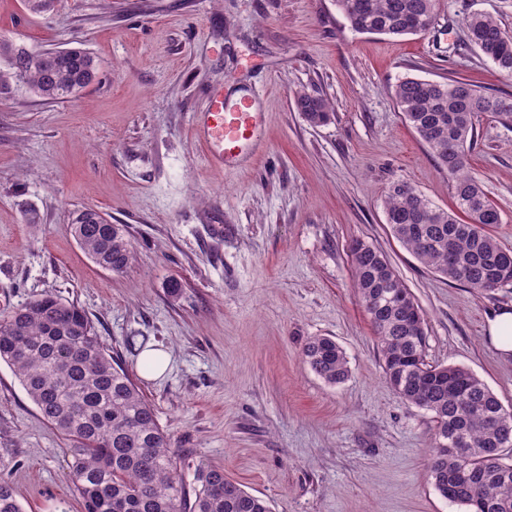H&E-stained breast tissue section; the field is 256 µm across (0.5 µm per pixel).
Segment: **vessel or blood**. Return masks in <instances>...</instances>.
Masks as SVG:
<instances>
[{
  "instance_id": "b4317fda",
  "label": "vessel or blood",
  "mask_w": 512,
  "mask_h": 512,
  "mask_svg": "<svg viewBox=\"0 0 512 512\" xmlns=\"http://www.w3.org/2000/svg\"><path fill=\"white\" fill-rule=\"evenodd\" d=\"M255 104L250 93L232 104L218 96L210 110L198 116L193 131L211 165L228 167L259 153L262 121Z\"/></svg>"
}]
</instances>
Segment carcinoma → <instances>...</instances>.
I'll list each match as a JSON object with an SVG mask.
<instances>
[{"label": "carcinoma", "mask_w": 512, "mask_h": 512, "mask_svg": "<svg viewBox=\"0 0 512 512\" xmlns=\"http://www.w3.org/2000/svg\"><path fill=\"white\" fill-rule=\"evenodd\" d=\"M357 33L418 35L432 24L438 0H336ZM468 43L512 76V35L488 13L465 20ZM98 66L82 48L37 51L0 37V89L15 85L44 100L64 102L90 85ZM405 122L451 180L456 210L437 206L413 183H393L384 198L395 238L435 273L479 292L512 287V248L487 228L503 223L481 181L469 171L467 149L477 123L491 114L512 125V98L485 94L468 81L406 77L394 89ZM311 126L331 120L329 102L297 96ZM81 249L113 273L131 264L126 225L106 224L92 209L76 214ZM359 298L376 331L386 383L432 414L428 469L435 489L468 512H512V412L471 370L426 361L425 316L387 256L357 239L350 248ZM311 371L329 386L350 368L330 336L302 348ZM0 361L10 364L42 418L77 442L71 479L83 512H272L270 504L224 475L198 465L195 500L187 505L177 455L153 407L104 346L85 311L44 295L0 317ZM0 512H24L0 479Z\"/></svg>", "instance_id": "carcinoma-1"}]
</instances>
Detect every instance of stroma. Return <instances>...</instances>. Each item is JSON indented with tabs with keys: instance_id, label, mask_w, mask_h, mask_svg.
<instances>
[{
	"instance_id": "obj_1",
	"label": "stroma",
	"mask_w": 512,
	"mask_h": 512,
	"mask_svg": "<svg viewBox=\"0 0 512 512\" xmlns=\"http://www.w3.org/2000/svg\"><path fill=\"white\" fill-rule=\"evenodd\" d=\"M475 12L512 31V0H439L425 33L400 38L352 31L335 0H54L45 14L0 0V35L86 49L100 69L65 102L0 94V313L45 294L81 307L152 405L186 484L203 462L272 512H465L429 475L430 414L384 381L350 246L374 244L411 290L428 362L472 370L512 406V360L485 338L512 288L448 282L397 241L383 209L401 179L455 206L397 107L401 79L512 96V78L467 43ZM244 91L258 94L265 150L213 167L194 119L215 95ZM303 91L331 102V122L303 120ZM468 159L502 211L492 232L512 247V126L483 116ZM86 208L126 225L125 272L77 244L71 218ZM312 336L344 349L345 383L309 369ZM151 346L170 356L158 377L139 362ZM74 450L0 362V478L25 512H81Z\"/></svg>"
}]
</instances>
